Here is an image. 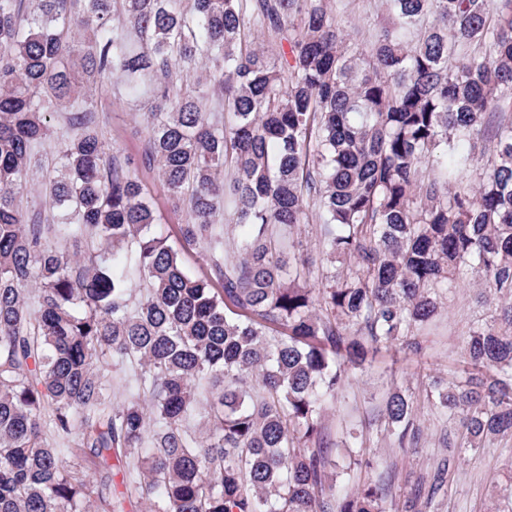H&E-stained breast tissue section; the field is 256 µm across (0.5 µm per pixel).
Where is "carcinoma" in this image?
<instances>
[{
	"label": "carcinoma",
	"instance_id": "1",
	"mask_svg": "<svg viewBox=\"0 0 512 512\" xmlns=\"http://www.w3.org/2000/svg\"><path fill=\"white\" fill-rule=\"evenodd\" d=\"M25 2L0 0V512H124L112 458L149 512H423L455 457L388 508L357 433L333 442L322 418L378 349L420 353L456 282L512 298V0H382L357 50L331 0ZM76 71L122 75L119 105L152 100L145 160L187 196L180 231L210 277L154 232L139 164L106 154ZM57 112L73 134L47 224L19 194ZM491 114L481 164L459 143ZM312 221L345 264L320 288L302 242L274 245ZM465 360L436 396L459 447L512 438V302ZM385 412L413 444L410 396Z\"/></svg>",
	"mask_w": 512,
	"mask_h": 512
}]
</instances>
